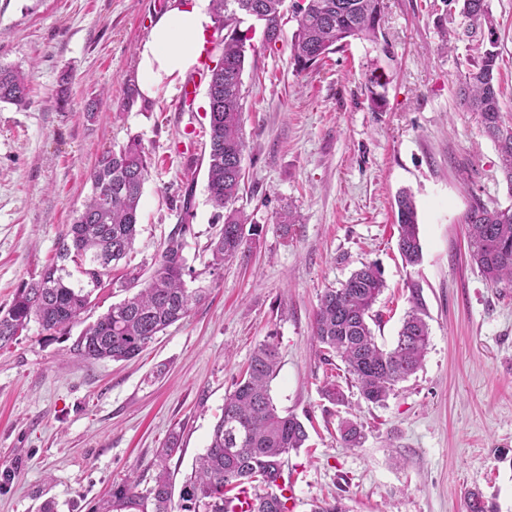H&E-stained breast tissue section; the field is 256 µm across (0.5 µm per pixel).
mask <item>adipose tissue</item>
Returning <instances> with one entry per match:
<instances>
[{
  "label": "adipose tissue",
  "instance_id": "ef3b65f1",
  "mask_svg": "<svg viewBox=\"0 0 512 512\" xmlns=\"http://www.w3.org/2000/svg\"><path fill=\"white\" fill-rule=\"evenodd\" d=\"M213 23L210 0H182L160 16L137 48L140 90L155 97L197 63Z\"/></svg>",
  "mask_w": 512,
  "mask_h": 512
}]
</instances>
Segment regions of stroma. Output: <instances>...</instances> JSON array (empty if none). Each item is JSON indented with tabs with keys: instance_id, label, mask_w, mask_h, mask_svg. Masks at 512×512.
<instances>
[{
	"instance_id": "obj_1",
	"label": "stroma",
	"mask_w": 512,
	"mask_h": 512,
	"mask_svg": "<svg viewBox=\"0 0 512 512\" xmlns=\"http://www.w3.org/2000/svg\"><path fill=\"white\" fill-rule=\"evenodd\" d=\"M382 2L378 43L350 41L304 71L291 58L295 18L276 43L255 34L243 74L244 253L214 268L206 245L222 222L206 190V84L185 110L174 88L123 105L140 82L139 44L177 0H0V63L30 74L28 107L0 104V307L53 260L91 192L97 154L134 137L151 158L139 233L83 323L124 299L129 269H150L184 222L186 283L205 292L128 361L79 357L83 323L52 335L33 322L0 349V512H39L48 501L55 512H97L125 475L149 482L173 431L182 452L169 467L182 481L267 340L281 359L277 407L313 418L307 447L288 458L292 512L335 495L349 512H467L475 488L512 512V288L471 264L460 222L477 201L512 207L494 144L457 98L475 42L451 0ZM490 7L512 113V0ZM376 68L388 76L381 112L365 87ZM404 190L417 205L415 267L397 246ZM287 212L296 221L285 227ZM368 262L386 281L374 306L378 343L393 344L415 287L430 327L421 368L382 406L366 404L312 339L321 293ZM332 382L347 404L325 398ZM345 418L363 425L361 447L343 446Z\"/></svg>"
}]
</instances>
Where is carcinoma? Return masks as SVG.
<instances>
[{
	"mask_svg": "<svg viewBox=\"0 0 512 512\" xmlns=\"http://www.w3.org/2000/svg\"><path fill=\"white\" fill-rule=\"evenodd\" d=\"M219 62L207 81L209 142L207 190L213 207L223 212L222 228L210 238L212 264L235 258L243 246L248 220L241 199L246 143L242 130L243 81L250 39L241 34L243 17L263 24V40L280 39L287 0H211ZM466 30L480 33L477 59L470 63L459 89L461 104L478 115L483 133L493 142L501 170L512 193V115L503 111L502 91L496 83L499 52L496 25L488 0H463ZM297 30L292 41L296 69L319 64L351 39L378 40L381 0H304L295 4ZM386 73L372 70L366 88L374 111L386 105ZM0 103L29 104L28 75L17 66L0 64ZM150 158L136 139L102 149L90 172L91 194L76 212L59 243L55 258L38 277L16 289L11 304L0 309V349L12 344L31 321L51 334L67 333L82 314L96 305V291L109 284L113 265L131 251L140 224V199ZM398 251L403 263L421 262L414 197L403 192L396 199ZM466 224L471 261L494 286L512 288V207L490 209L477 202L461 216ZM190 226L181 224L164 243L149 275L131 271L125 288L132 294L87 325L75 342L77 354L89 361H126L138 356L169 326L186 319L202 295L186 288L190 274L184 249ZM385 288L380 269L365 264L337 288L320 297L312 324L313 341L324 360L338 358L364 402L382 405L395 387L421 366L430 342L427 312L421 289H411L407 312L394 345H378L370 322L373 307ZM279 369L277 344L266 341L239 373L234 389L225 395L210 443L192 472L175 489L167 461L180 451V435L170 434L153 462L156 474L146 487L137 479L112 485V499L99 512H236L235 501L251 493L241 512H291L283 468L288 455L305 447L309 438L302 420L281 413L271 395ZM340 437L349 448L365 435L352 420L339 423ZM467 512H496L481 492L465 494Z\"/></svg>",
	"mask_w": 512,
	"mask_h": 512,
	"instance_id": "carcinoma-1",
	"label": "carcinoma"
}]
</instances>
